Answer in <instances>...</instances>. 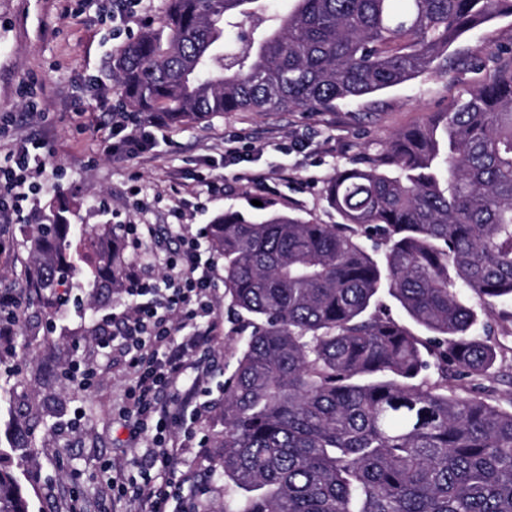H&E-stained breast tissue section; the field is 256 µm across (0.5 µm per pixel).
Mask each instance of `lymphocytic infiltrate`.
Returning a JSON list of instances; mask_svg holds the SVG:
<instances>
[{
	"label": "lymphocytic infiltrate",
	"instance_id": "f902f5d3",
	"mask_svg": "<svg viewBox=\"0 0 512 512\" xmlns=\"http://www.w3.org/2000/svg\"><path fill=\"white\" fill-rule=\"evenodd\" d=\"M112 123L102 141L104 155L146 152L164 127L163 121L145 124L122 107L111 110ZM45 168V158L35 144L23 141L10 150L0 166V217L23 224L37 218L31 174ZM121 230L139 254L122 278L129 302L118 318L95 322L99 348L121 342L132 377L129 404L123 415L132 440L145 442V473L135 487L110 480L112 500L134 497L143 512H168L171 502L185 500L184 481L173 472L186 446L175 428L184 413L205 411L209 403L198 388L208 366L212 342L207 301L215 283L216 264L199 239L183 235L181 224L158 229L153 224H125ZM166 271L165 287H158L155 267Z\"/></svg>",
	"mask_w": 512,
	"mask_h": 512
}]
</instances>
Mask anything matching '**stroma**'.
Wrapping results in <instances>:
<instances>
[{
    "instance_id": "obj_1",
    "label": "stroma",
    "mask_w": 512,
    "mask_h": 512,
    "mask_svg": "<svg viewBox=\"0 0 512 512\" xmlns=\"http://www.w3.org/2000/svg\"><path fill=\"white\" fill-rule=\"evenodd\" d=\"M112 26L77 9L63 12L59 0H0V114L16 122L0 137V162L18 140L46 145V169L35 175L38 208L54 198L83 205L90 224H168L179 208L186 234L202 237L213 217L233 209L257 213L259 205L300 211L320 224L340 218L324 200L327 178L342 168H363L381 154L384 142L446 111L493 67L492 57L512 45V17L502 16L459 37L448 49L446 74H424L330 112H232L158 137L149 153L107 157L98 149V127L108 125L109 105L121 94L112 77V56L125 45ZM31 86L40 115L24 113L22 90ZM235 136L247 157L224 158L225 136ZM210 163L220 193L208 192L190 177ZM266 174V187L239 180V172ZM26 228L5 224L13 253L0 255V283L27 287ZM56 310L42 304L20 315L15 351L0 355V464L14 468L31 512H69L79 500L83 512H109L103 494L105 462L121 457L128 476L139 477L136 449L127 445L121 410L130 376L120 345L97 347L92 320L125 308L126 297L93 298L77 287ZM215 312L214 362L205 385L215 402L183 425L197 442L183 456L180 474L195 491V512H223L224 490L213 477L222 456L225 360L234 347L223 286L211 295ZM97 370L89 388L66 380L71 363ZM26 440L25 460L9 448Z\"/></svg>"
}]
</instances>
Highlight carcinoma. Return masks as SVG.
I'll return each instance as SVG.
<instances>
[{
	"mask_svg": "<svg viewBox=\"0 0 512 512\" xmlns=\"http://www.w3.org/2000/svg\"><path fill=\"white\" fill-rule=\"evenodd\" d=\"M294 2L166 0L159 26L112 59L125 104L172 129L326 112L446 72L462 34L512 15V0ZM325 197L342 223L273 209L210 225L242 317L224 380V512H512V409L468 387L498 358L469 299L512 303V51L376 162L336 170ZM78 218L59 203L27 231L50 309L74 245L93 263L84 287L121 288L118 225ZM383 288L427 338L382 312ZM0 512H30L1 466Z\"/></svg>",
	"mask_w": 512,
	"mask_h": 512,
	"instance_id": "carcinoma-1",
	"label": "carcinoma"
}]
</instances>
